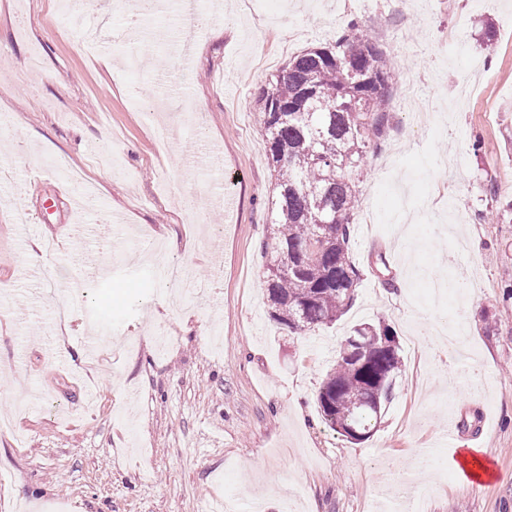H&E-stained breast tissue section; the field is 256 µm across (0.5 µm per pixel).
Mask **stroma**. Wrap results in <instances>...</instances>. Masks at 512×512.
I'll return each mask as SVG.
<instances>
[{
    "instance_id": "stroma-1",
    "label": "stroma",
    "mask_w": 512,
    "mask_h": 512,
    "mask_svg": "<svg viewBox=\"0 0 512 512\" xmlns=\"http://www.w3.org/2000/svg\"><path fill=\"white\" fill-rule=\"evenodd\" d=\"M58 2L0 0V415L25 434H0V512H207L217 499L226 512H370L388 467L429 447L424 512H512V0H221L186 67L171 34L182 0L135 40L98 0L92 58L57 30ZM354 19L399 74L395 120L355 173L373 221L354 226L353 306L298 335L268 314L263 203L276 190L257 100ZM21 224L36 225L31 240ZM51 239L29 265L31 243ZM150 241L200 283L181 307L140 254ZM432 278L463 287L436 308ZM382 323L401 371L356 442L325 424L316 392L352 327ZM474 441L498 473L476 487L449 458Z\"/></svg>"
}]
</instances>
